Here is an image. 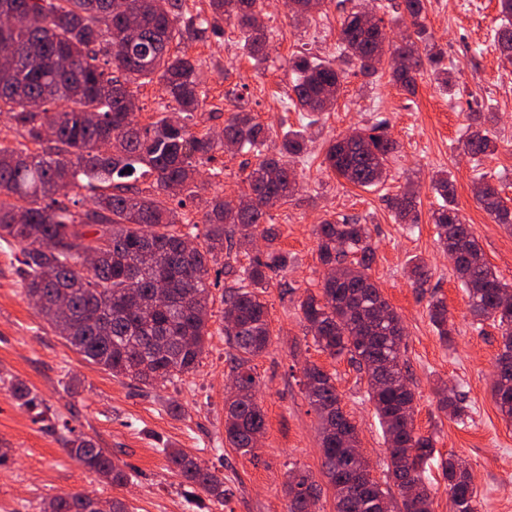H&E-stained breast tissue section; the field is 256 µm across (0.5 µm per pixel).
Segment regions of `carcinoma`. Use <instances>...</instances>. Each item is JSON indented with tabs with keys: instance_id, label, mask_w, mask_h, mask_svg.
I'll list each match as a JSON object with an SVG mask.
<instances>
[{
	"instance_id": "1",
	"label": "carcinoma",
	"mask_w": 512,
	"mask_h": 512,
	"mask_svg": "<svg viewBox=\"0 0 512 512\" xmlns=\"http://www.w3.org/2000/svg\"><path fill=\"white\" fill-rule=\"evenodd\" d=\"M183 0H127L138 21L137 34L128 32L125 19L114 12L113 0H0V12L13 14V27H0V56L19 53L18 63L0 76V117L12 124L25 141L23 147L0 144V241L13 242L24 269V294L45 323L85 360L115 377L145 386L172 381L196 369L209 335L210 265L240 242L260 238L266 250L246 266L220 263L231 286L224 289V326L230 373L236 384L226 400L224 436L231 447L248 454L256 449L266 429L265 414L256 399L257 380L252 362L269 346V311L261 299L270 274L288 266V258L273 248L278 229L267 222L270 211L295 189L292 164L306 152L303 132L283 133L277 151L270 150V134L253 113L241 109L224 121L223 137L192 131L188 120L206 105L207 90L197 61L171 53L184 36L205 41L223 31L226 23L239 31L243 53L261 64L268 58L263 22L265 0H209L211 14L182 19ZM501 24L495 31L500 53L512 64V0H500ZM391 18L409 22L403 42H390L384 19L364 28L359 11H346L341 20L337 52L354 59L361 72L374 76L376 66L365 63L389 52L392 80L415 91V75L423 62L433 68L442 92L456 95L445 52L428 32L424 0H392ZM292 91L295 104L313 117L329 110L341 86L335 60L297 56ZM154 80L166 93L161 115L140 124L131 105L132 83ZM40 101V109L32 102ZM185 113L182 122L168 115ZM472 129L464 150L478 163L494 153L496 142L481 126L490 121L482 111L469 113ZM387 119L360 132L357 140L332 143L326 161L337 177L360 186L383 180L387 156L396 150L388 138ZM39 147L33 151L29 145ZM256 158L247 175L254 204L239 208L215 196L205 201L201 223L185 224L168 205L202 199L205 183L198 167L228 146ZM150 174L148 188L139 178ZM100 189L95 207L72 208L68 192L82 180ZM478 205L494 221L512 226V209L498 189L481 173ZM443 204L432 213L437 241L455 248L454 270L466 292L471 313L502 330L494 361L492 397L503 419L512 422V285L503 282L485 262L471 231L454 204V186L443 171L431 178ZM417 195L413 190L392 198L391 208L401 224H415ZM319 257L336 270L324 280L322 294L300 301L303 320L314 344L332 358L349 356L368 377L367 396L382 429L387 472L402 489L412 483L417 493L403 499L400 512H433L427 467L435 460L433 439L416 433L414 393L401 361L403 326L380 289L366 273L374 260L367 225L341 217L317 225ZM202 239L189 249L187 239ZM98 262L85 265L88 251ZM410 278L417 288L428 284L429 269L421 259L413 263ZM65 300L70 315L57 310ZM430 321L439 338L451 340L454 325L445 302L430 295ZM304 385L320 420L319 443L323 474L334 491L335 512H391L387 493L370 475L359 454L356 425L341 406L332 377L316 364L304 368ZM10 391L20 405L37 407L32 391L21 381ZM440 410L459 423L468 419L464 398L456 391L439 392ZM58 441L68 455L88 472L116 486L129 481L128 473L93 440L63 424ZM168 466L188 492L197 490L224 504V478L201 466L180 450L162 448ZM448 512H478V494L463 461L440 462ZM288 512H321V487L304 471L287 473ZM52 512H88L89 499L78 491L54 498Z\"/></svg>"
}]
</instances>
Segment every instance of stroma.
<instances>
[{"label": "stroma", "mask_w": 512, "mask_h": 512, "mask_svg": "<svg viewBox=\"0 0 512 512\" xmlns=\"http://www.w3.org/2000/svg\"><path fill=\"white\" fill-rule=\"evenodd\" d=\"M354 2L324 0L319 11L297 21L280 0H269L264 15L269 58L260 65L243 55L239 34L230 26L222 36L185 39L179 45L200 61L209 90L204 109L194 117L196 132L221 131L241 103L274 134L301 130L307 139L305 155L294 164L297 189L272 211L280 233L275 247L287 255L288 266L274 274L264 293L272 342L253 362L266 421L258 448L245 455L224 440L229 348L223 278L210 280V335L199 366L173 381L144 386L86 361L50 330L23 294L16 248L0 242V512H40L44 500L82 490L129 501L136 512H287L286 471L295 465L322 474L318 418L303 385V369L310 363L332 374L342 407L358 427L371 475L387 484L385 445L366 398L364 372L348 357L333 359L319 351L298 310L308 292L319 290L325 273L315 227L338 216L358 219L371 230L376 259L370 276L405 328L401 354L415 393L417 432L434 438L441 460H465L480 512H512V423L503 420L491 394L501 330L489 321L474 323L468 296L438 248L431 219L441 203L431 177L444 170L454 183L455 205L487 261L500 279L512 283V229L495 223L473 195L483 172L512 208V66L503 65L494 38L499 0H425V23L448 55L459 88L456 97L438 90L427 65L409 94L391 82L388 70L370 77L358 63L343 60L345 80L336 105L309 123L290 101L291 61L302 53L333 57L343 7ZM475 104L493 113L487 128L497 142L495 153L478 168L461 147ZM378 116L387 119V133L397 143L386 162L385 181L363 188L336 177L324 164L329 142L368 128ZM252 161L233 150L217 153L212 165L200 168L208 194L228 199L244 194L246 166ZM215 167L221 170L216 177L211 174ZM409 188L417 193L414 225L398 223L389 206L390 197ZM417 258L430 269L422 293L408 278ZM429 293L448 306L456 326L451 343L439 339L429 319ZM16 379L104 448L130 481L114 486L85 471L35 412L18 405L10 392ZM444 385L466 395V424L439 410L438 390ZM165 447L181 449L223 476L229 490L223 505L189 496L168 468L161 453Z\"/></svg>", "instance_id": "stroma-1"}]
</instances>
